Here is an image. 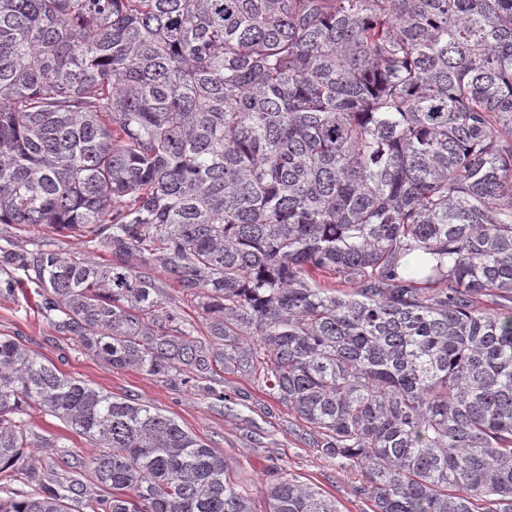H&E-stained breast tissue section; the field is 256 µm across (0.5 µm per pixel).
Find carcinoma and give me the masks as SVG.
<instances>
[{"label": "carcinoma", "mask_w": 512, "mask_h": 512, "mask_svg": "<svg viewBox=\"0 0 512 512\" xmlns=\"http://www.w3.org/2000/svg\"><path fill=\"white\" fill-rule=\"evenodd\" d=\"M0 224L100 252L0 246L85 354L249 380L370 512H512V0H0ZM33 407L102 493L27 461ZM0 512L255 510L174 418L0 336ZM163 297L162 300L173 307H176L178 310H184L187 314H189L194 322L196 323L198 333H195V337H197L200 341L207 340V336H205V325L204 320L194 312L193 308L187 306L185 299L182 298L181 294L178 292V288H164L163 289Z\"/></svg>", "instance_id": "1"}]
</instances>
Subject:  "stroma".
<instances>
[{"label": "stroma", "mask_w": 512, "mask_h": 512, "mask_svg": "<svg viewBox=\"0 0 512 512\" xmlns=\"http://www.w3.org/2000/svg\"><path fill=\"white\" fill-rule=\"evenodd\" d=\"M0 237L11 239L20 253L44 245L67 256H93L83 238H64L42 226L23 230L0 224ZM0 336L20 339L63 372L104 392L152 406L174 418L185 430L223 452L233 478L250 490L256 512L266 510L265 487L274 474L328 492L338 501L341 512H365L367 508L354 496L356 474L338 468L309 448L298 422L250 381L228 375L210 388L202 382L171 386L135 371L112 368L84 354L70 333L34 314L19 295H0ZM222 391L236 393L237 405L226 408L218 398ZM30 419L37 433L60 437L64 460L58 463V471L77 466L92 453L90 442L69 433L60 421H47L35 408Z\"/></svg>", "instance_id": "obj_1"}]
</instances>
